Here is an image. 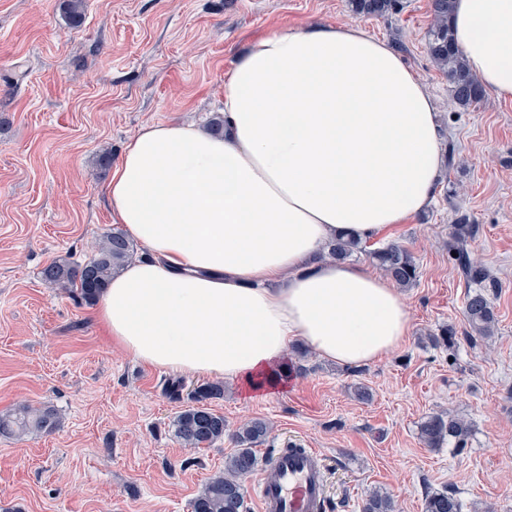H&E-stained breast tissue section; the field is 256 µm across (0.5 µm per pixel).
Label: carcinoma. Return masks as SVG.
Listing matches in <instances>:
<instances>
[{"instance_id":"cac0c4a2","label":"carcinoma","mask_w":512,"mask_h":512,"mask_svg":"<svg viewBox=\"0 0 512 512\" xmlns=\"http://www.w3.org/2000/svg\"><path fill=\"white\" fill-rule=\"evenodd\" d=\"M353 15L383 18L397 13L400 0H348ZM86 7L85 0H63V9L70 21L78 24ZM452 0H432V23L427 31L426 49L434 64L448 76L455 107L468 109L480 104L485 90L466 67L462 51L456 46L449 17ZM474 225L465 215L453 224L452 239L458 243L473 235ZM362 252L358 240L340 237L329 244L325 257L346 259ZM398 288H409L417 281L418 266L412 253L399 243H389L366 252ZM136 256L133 242L120 231L103 235L91 257L84 262L55 260L42 272L43 278L63 290H69L87 302L96 301L112 278L119 274ZM457 261L474 290L467 293L464 308L468 324L480 336L494 332L497 319L488 294L494 287L484 264L461 251ZM224 394L218 384L199 386L188 393L190 405L174 420L177 440L186 448L200 449L224 438V416L213 412L208 401ZM57 425L54 410L49 407L24 405L14 413L0 415V436H23L34 432H50ZM469 433L468 425L455 415L442 411L427 417L420 425V439L428 448H440L453 439L463 444ZM269 434L262 419L243 423L232 434L238 449L224 463V473L212 477L194 499L193 512H244L245 495L242 478L252 473L258 458L255 446ZM363 512H397L393 500L374 493L366 499ZM423 512H463L462 502L453 494L436 492L426 495Z\"/></svg>"}]
</instances>
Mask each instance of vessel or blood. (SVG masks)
I'll return each instance as SVG.
<instances>
[{"mask_svg":"<svg viewBox=\"0 0 512 512\" xmlns=\"http://www.w3.org/2000/svg\"><path fill=\"white\" fill-rule=\"evenodd\" d=\"M259 512H324L326 468L317 449L277 450L253 486Z\"/></svg>","mask_w":512,"mask_h":512,"instance_id":"1","label":"vessel or blood"}]
</instances>
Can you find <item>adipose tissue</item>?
Here are the masks:
<instances>
[{
  "instance_id": "obj_1",
  "label": "adipose tissue",
  "mask_w": 512,
  "mask_h": 512,
  "mask_svg": "<svg viewBox=\"0 0 512 512\" xmlns=\"http://www.w3.org/2000/svg\"><path fill=\"white\" fill-rule=\"evenodd\" d=\"M449 23L473 76L512 101V0H453ZM443 167L432 95L391 45L357 25L258 35L224 76L223 136L165 123L128 142L107 194L148 253L97 318L148 365L246 389L278 386L295 339L378 360L409 332L405 300L324 250L422 213Z\"/></svg>"
}]
</instances>
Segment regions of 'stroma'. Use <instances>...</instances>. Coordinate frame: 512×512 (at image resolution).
Masks as SVG:
<instances>
[{
  "mask_svg": "<svg viewBox=\"0 0 512 512\" xmlns=\"http://www.w3.org/2000/svg\"><path fill=\"white\" fill-rule=\"evenodd\" d=\"M61 0H0V414L54 409L49 433L0 437V512H192L194 498L236 451L248 419L270 425L260 462L278 448L319 449L328 512H361L370 492L422 512L447 490L464 512H512V101L486 95L451 106L430 59L431 0H403L392 18L353 20L347 0H86L71 25ZM359 22L390 43L435 98L442 148H453L430 207L392 239L419 265L403 290L410 333L393 352L345 367L288 347L293 373L264 392L224 386L211 407L229 430L207 448L175 438L183 408L174 371L142 363L106 336L94 305L45 282L56 259L81 262L115 229L99 158L118 163L145 125H206L224 106V75L250 40L279 28ZM468 216L466 249L499 282L493 336H474L465 280L449 247ZM454 327L450 345L432 334ZM187 387L206 376L183 373ZM365 387L359 399L356 387ZM467 422L462 449L428 448L421 420Z\"/></svg>",
  "mask_w": 512,
  "mask_h": 512,
  "instance_id": "obj_1",
  "label": "stroma"
}]
</instances>
